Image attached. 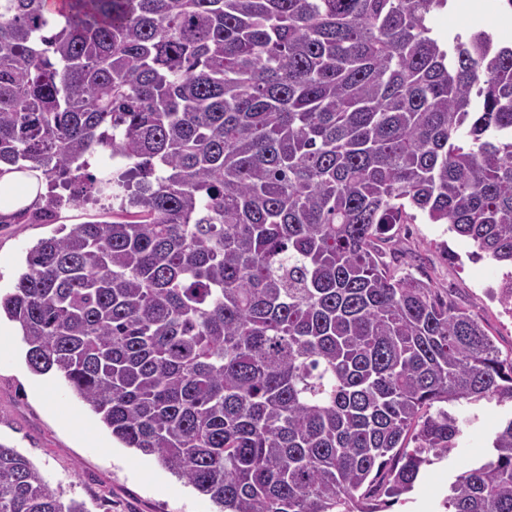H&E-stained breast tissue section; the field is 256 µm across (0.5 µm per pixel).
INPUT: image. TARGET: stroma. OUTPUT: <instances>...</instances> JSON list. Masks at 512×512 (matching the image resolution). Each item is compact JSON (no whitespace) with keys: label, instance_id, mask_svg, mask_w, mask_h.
Here are the masks:
<instances>
[{"label":"stroma","instance_id":"obj_1","mask_svg":"<svg viewBox=\"0 0 512 512\" xmlns=\"http://www.w3.org/2000/svg\"><path fill=\"white\" fill-rule=\"evenodd\" d=\"M441 35L485 30L504 44L512 43V24L503 25L498 12L470 13L466 0H451L435 15ZM51 224H0V292L13 287L25 266L27 251L51 236ZM384 249L397 274L433 279L450 299L471 307L485 322L489 336L503 353L512 352V318L498 300L487 296L479 278L502 268L491 259L471 260L472 243L449 233L447 225L420 219L397 224ZM27 347L20 336L0 340V442L29 458L65 498L86 502L95 512L99 498L112 512H216L208 497L184 484L150 456L112 438L89 406L56 374H34L26 362ZM49 384L51 399L36 391ZM503 408L483 406L477 424L466 427L456 452L426 471L407 502L388 512H438L448 483L474 458L483 455Z\"/></svg>","mask_w":512,"mask_h":512}]
</instances>
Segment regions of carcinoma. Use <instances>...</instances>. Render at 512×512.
<instances>
[{"label":"carcinoma","instance_id":"carcinoma-1","mask_svg":"<svg viewBox=\"0 0 512 512\" xmlns=\"http://www.w3.org/2000/svg\"><path fill=\"white\" fill-rule=\"evenodd\" d=\"M448 0H0V180L93 200L0 295L26 359L219 512H386L512 403L469 307L375 240L422 216L512 267V46ZM122 163L96 177L91 162ZM446 512H512V415ZM0 512H89L0 443ZM495 5V2H492ZM466 0L451 1L447 10L435 15L433 27L445 39L455 33L466 34L473 30H486L493 33L496 39L504 44L512 43V23L500 30L502 21L495 5L491 12L474 14L466 8ZM477 17V18H476ZM476 18V19H475Z\"/></svg>","mask_w":512,"mask_h":512}]
</instances>
